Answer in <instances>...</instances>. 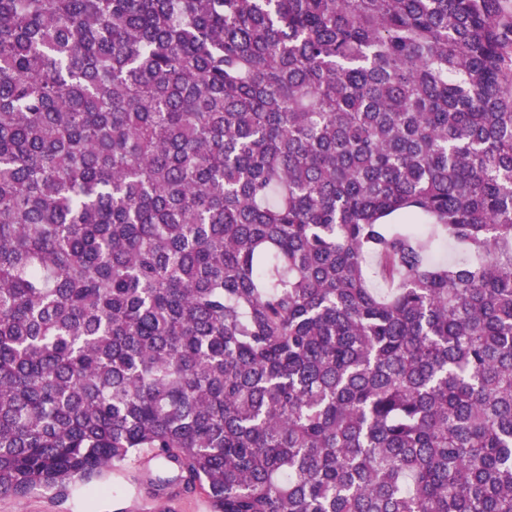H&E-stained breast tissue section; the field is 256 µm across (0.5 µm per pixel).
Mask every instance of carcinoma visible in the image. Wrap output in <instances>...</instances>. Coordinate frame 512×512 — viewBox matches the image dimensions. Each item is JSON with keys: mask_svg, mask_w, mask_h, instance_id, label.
<instances>
[{"mask_svg": "<svg viewBox=\"0 0 512 512\" xmlns=\"http://www.w3.org/2000/svg\"><path fill=\"white\" fill-rule=\"evenodd\" d=\"M144 452L512 512V0H0V495Z\"/></svg>", "mask_w": 512, "mask_h": 512, "instance_id": "carcinoma-1", "label": "carcinoma"}]
</instances>
